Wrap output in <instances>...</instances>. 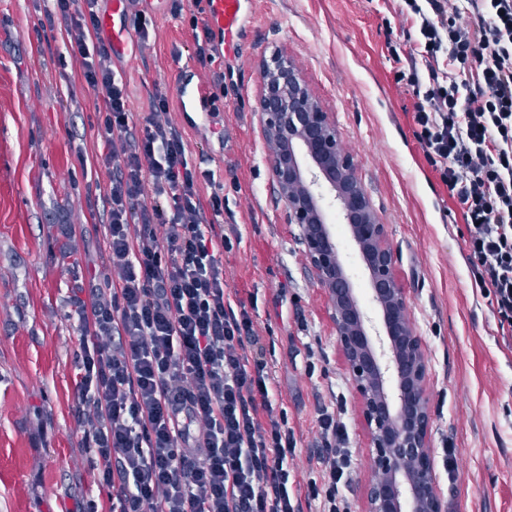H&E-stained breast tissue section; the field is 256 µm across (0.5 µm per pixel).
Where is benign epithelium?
<instances>
[{
    "mask_svg": "<svg viewBox=\"0 0 512 512\" xmlns=\"http://www.w3.org/2000/svg\"><path fill=\"white\" fill-rule=\"evenodd\" d=\"M260 77L263 136L284 145L270 160L272 175L328 296L337 342L369 435L376 477L367 488L364 512H444L428 452L427 366L421 339L407 319L385 225L379 223L328 113L288 56L274 53L263 60ZM301 150L316 167L308 175L299 162ZM322 179L334 191L336 207L368 271L369 300L379 329L359 303L326 222L318 193Z\"/></svg>",
    "mask_w": 512,
    "mask_h": 512,
    "instance_id": "obj_1",
    "label": "benign epithelium"
}]
</instances>
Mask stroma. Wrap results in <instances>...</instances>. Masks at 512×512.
<instances>
[{"instance_id":"obj_1","label":"stroma","mask_w":512,"mask_h":512,"mask_svg":"<svg viewBox=\"0 0 512 512\" xmlns=\"http://www.w3.org/2000/svg\"><path fill=\"white\" fill-rule=\"evenodd\" d=\"M398 0H254L240 24L241 48L224 74L194 56L188 17L169 0H139L149 45L113 60L132 112L147 111L157 80L175 91L193 77L224 78L213 121L179 122L191 160L224 182V221L242 236L224 255L228 288L257 293L255 320L274 343V399L297 439L298 477L316 476L317 415L333 395L347 401L357 458L348 497L363 512L373 466L357 393L345 370L326 292L304 253L299 229L272 176L258 99L261 59L280 51L302 71L328 112L380 223L385 224L407 312L428 369L431 470L446 512H512V335H502L476 285L455 221L412 136V99L395 80L385 49L411 22ZM99 115L78 65L52 36L43 0H0V448L26 465L0 481V512H78L96 500L112 512L113 492L80 446L75 383L80 367L74 289L106 283L102 229L94 206L105 171L82 159L97 150ZM76 227L64 250L58 227ZM347 273L366 298L368 272L339 215H332ZM318 369L305 371L307 356ZM458 469L447 475L442 449Z\"/></svg>"}]
</instances>
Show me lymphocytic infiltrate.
<instances>
[{"mask_svg":"<svg viewBox=\"0 0 512 512\" xmlns=\"http://www.w3.org/2000/svg\"><path fill=\"white\" fill-rule=\"evenodd\" d=\"M98 3L53 0L47 14L94 95L92 163L109 180L98 216L110 277L76 303L75 417L98 480L119 512H351L345 404L320 409L319 472L299 483L258 297L224 281V187L190 163L165 82L148 112H131ZM399 12L416 19L412 47L387 43L406 61L396 79L412 94V135L460 211L476 284L512 330V0H401Z\"/></svg>","mask_w":512,"mask_h":512,"instance_id":"lymphocytic-infiltrate-1","label":"lymphocytic infiltrate"}]
</instances>
